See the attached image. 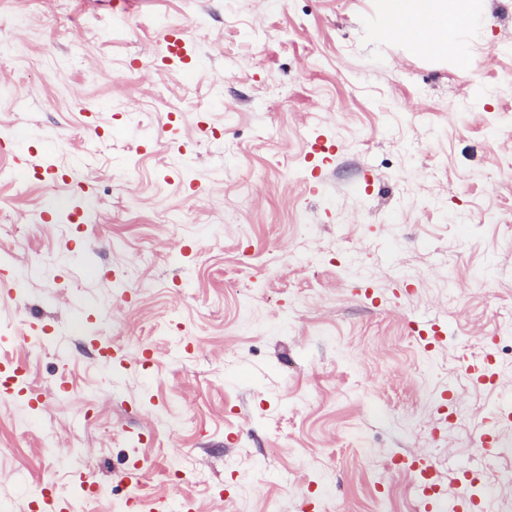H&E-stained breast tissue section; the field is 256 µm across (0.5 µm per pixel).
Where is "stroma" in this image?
I'll return each mask as SVG.
<instances>
[{"mask_svg":"<svg viewBox=\"0 0 512 512\" xmlns=\"http://www.w3.org/2000/svg\"><path fill=\"white\" fill-rule=\"evenodd\" d=\"M379 8L0 0V362L42 395L0 396V507L50 477L116 512L137 462L139 512H411L390 460L415 454L447 498L453 458L512 512V424L472 443L512 401V0H481L467 70L383 39ZM102 336L119 356L90 363L76 342ZM446 388L469 414L436 443Z\"/></svg>","mask_w":512,"mask_h":512,"instance_id":"stroma-1","label":"stroma"}]
</instances>
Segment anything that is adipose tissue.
<instances>
[{"label": "adipose tissue", "instance_id": "obj_1", "mask_svg": "<svg viewBox=\"0 0 512 512\" xmlns=\"http://www.w3.org/2000/svg\"><path fill=\"white\" fill-rule=\"evenodd\" d=\"M384 39L455 55L459 32L474 23L476 0H381Z\"/></svg>", "mask_w": 512, "mask_h": 512}]
</instances>
